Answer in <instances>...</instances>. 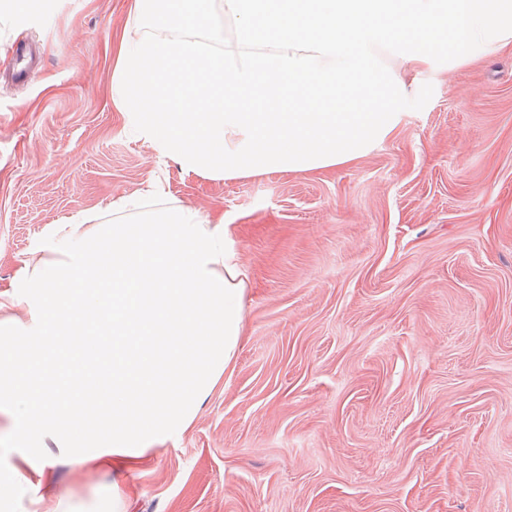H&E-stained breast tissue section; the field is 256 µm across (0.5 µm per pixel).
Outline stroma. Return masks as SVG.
Listing matches in <instances>:
<instances>
[{
  "mask_svg": "<svg viewBox=\"0 0 512 512\" xmlns=\"http://www.w3.org/2000/svg\"><path fill=\"white\" fill-rule=\"evenodd\" d=\"M133 0L0 11V293L54 222L162 184L230 226L241 347L190 429L120 468L55 445L17 512H512V54L429 75L368 154L212 180L112 101Z\"/></svg>",
  "mask_w": 512,
  "mask_h": 512,
  "instance_id": "stroma-1",
  "label": "stroma"
}]
</instances>
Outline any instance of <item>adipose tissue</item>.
<instances>
[{"instance_id": "obj_1", "label": "adipose tissue", "mask_w": 512, "mask_h": 512, "mask_svg": "<svg viewBox=\"0 0 512 512\" xmlns=\"http://www.w3.org/2000/svg\"><path fill=\"white\" fill-rule=\"evenodd\" d=\"M63 246L25 264L0 321V413L25 469L0 467V495L51 462L46 440L122 466L183 434L234 360L246 275L223 219L178 207L139 222L56 227Z\"/></svg>"}]
</instances>
